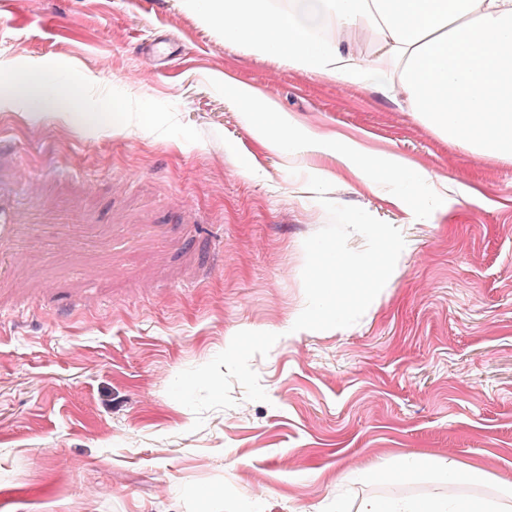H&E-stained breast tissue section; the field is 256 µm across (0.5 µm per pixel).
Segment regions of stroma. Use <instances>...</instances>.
<instances>
[{
    "label": "stroma",
    "mask_w": 512,
    "mask_h": 512,
    "mask_svg": "<svg viewBox=\"0 0 512 512\" xmlns=\"http://www.w3.org/2000/svg\"><path fill=\"white\" fill-rule=\"evenodd\" d=\"M73 88L0 106V512H355L449 492L356 471L410 452L512 482V164L358 88L225 43L183 0H6L0 72ZM412 178L274 152L225 78ZM109 105L122 131L90 122ZM95 193H86L84 180ZM371 300L313 322L331 260ZM21 217L20 203L0 193V248L16 236Z\"/></svg>",
    "instance_id": "obj_1"
}]
</instances>
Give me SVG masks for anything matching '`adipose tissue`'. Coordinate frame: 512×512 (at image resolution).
Here are the masks:
<instances>
[{
    "label": "adipose tissue",
    "instance_id": "obj_1",
    "mask_svg": "<svg viewBox=\"0 0 512 512\" xmlns=\"http://www.w3.org/2000/svg\"><path fill=\"white\" fill-rule=\"evenodd\" d=\"M205 9L226 42L340 86L375 90L446 140L512 160V0H289L281 9L269 0H206ZM2 90L57 112L70 101L40 71L23 83L1 77ZM227 96L259 113L267 147L285 149L279 130L297 127L285 125L273 96L233 82ZM435 470L452 484L485 478L480 469L465 471L454 459L427 453L402 455L391 469L367 475L398 482ZM357 512H512V483L501 485L495 498L369 499Z\"/></svg>",
    "mask_w": 512,
    "mask_h": 512
}]
</instances>
